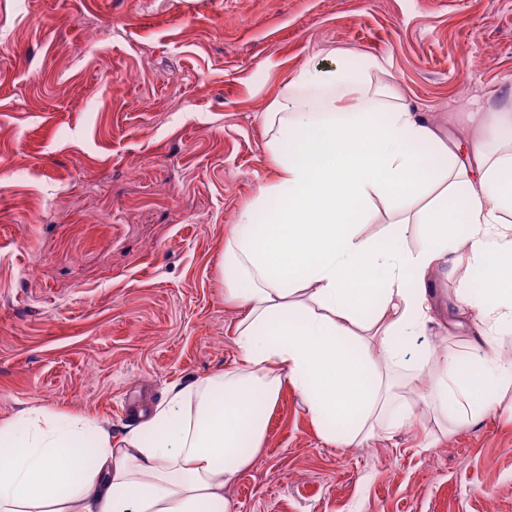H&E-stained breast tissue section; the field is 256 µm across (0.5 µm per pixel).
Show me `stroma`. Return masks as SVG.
<instances>
[{"mask_svg": "<svg viewBox=\"0 0 512 512\" xmlns=\"http://www.w3.org/2000/svg\"><path fill=\"white\" fill-rule=\"evenodd\" d=\"M353 52L452 142L512 113V0H0V424L46 408L121 437L235 360L222 247L274 178L261 115ZM471 278L430 277L391 371L409 422L334 447L283 388L231 512H512V329L478 343ZM453 354L503 379L473 426L425 398Z\"/></svg>", "mask_w": 512, "mask_h": 512, "instance_id": "stroma-1", "label": "stroma"}]
</instances>
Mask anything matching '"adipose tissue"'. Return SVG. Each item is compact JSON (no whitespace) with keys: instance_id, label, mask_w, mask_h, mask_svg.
<instances>
[{"instance_id":"1","label":"adipose tissue","mask_w":512,"mask_h":512,"mask_svg":"<svg viewBox=\"0 0 512 512\" xmlns=\"http://www.w3.org/2000/svg\"><path fill=\"white\" fill-rule=\"evenodd\" d=\"M357 55L327 72L300 68L287 106L267 113L275 170L224 239V300L239 312L232 365L176 385L127 435L31 410L0 427V512H227L225 485L262 447L263 414L284 386L328 444L351 447L407 422L384 370L404 364L431 318L428 278L441 263L492 266L480 308L512 322V113H481L466 157ZM437 197L419 198L431 188ZM394 217L387 241L358 234L372 199ZM422 245L401 243L402 225ZM465 224L464 238L448 233ZM495 366L445 359L431 388L440 410L474 424L492 406Z\"/></svg>"}]
</instances>
